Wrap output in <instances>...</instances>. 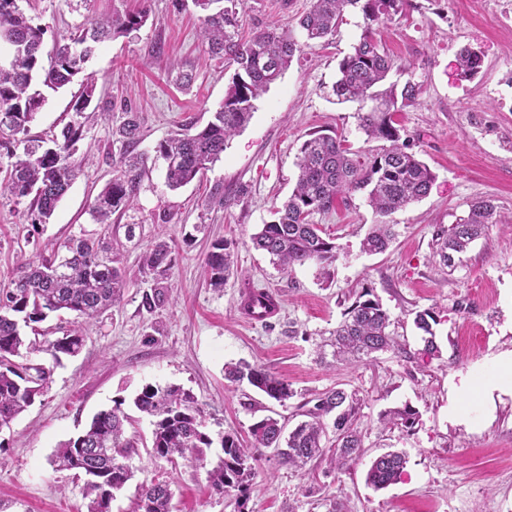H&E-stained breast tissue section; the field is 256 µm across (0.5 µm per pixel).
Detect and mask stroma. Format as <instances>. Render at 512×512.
Here are the masks:
<instances>
[{"label":"stroma","instance_id":"1","mask_svg":"<svg viewBox=\"0 0 512 512\" xmlns=\"http://www.w3.org/2000/svg\"><path fill=\"white\" fill-rule=\"evenodd\" d=\"M311 0H245L238 9L242 32L253 25L296 29ZM418 7L382 33L398 60L389 80L423 88L420 102L398 114L402 137L433 171L422 201L390 215L395 238L388 250L369 255L361 241L377 217L363 193L348 204L315 215L343 253L330 281L316 268L282 275L251 237L273 218L291 194L302 142L313 132H335L347 147L368 155L377 143L358 128L357 104L335 103L332 85L339 61L363 30L361 13L346 11L336 33L297 54L283 77L255 103L249 123L231 138L204 178L180 189L166 184L157 144L180 124L205 125L224 101L233 68L207 53L192 0H18L33 24L45 30L44 45L92 20L143 11L138 29L98 45L86 70L95 91L88 108L74 112L82 77L50 94L29 126L46 138L71 122L83 138L73 159L79 173L48 223L35 222L29 199L0 198V288L25 263L51 256L69 238L101 236L119 252L130 278L121 303L91 324L80 352L52 365L34 351L32 362L52 365L44 394L0 429V512H86L84 480L57 471L49 459L58 445L79 434L99 411L124 400L133 423L129 433L149 438L147 418L131 401L143 385H179L192 391L207 414L211 433L247 438L250 425L271 415L295 425L301 406L333 387L362 399L358 429L364 453L347 471L314 462L307 473L266 455L247 496L218 495L206 482L217 462H172L138 446L134 476L117 493L112 512H134L139 486L154 478L170 483L174 512H327L340 497L344 512H512V397L495 401L474 430L448 422V380L458 371L484 375L491 359L512 350V0H416ZM473 46L483 51L476 78L458 80L456 59ZM193 76L190 87L180 77ZM141 119L137 150L147 157L133 207L114 213L110 225L94 223L89 207L111 179L122 148L112 132L126 111ZM242 185L244 196L224 207L207 206L216 184ZM491 197L501 221L461 255L454 269L432 259L437 227L455 223L470 202ZM136 236L127 239V225ZM173 240L169 300L146 311L148 289L139 261L155 239ZM234 244V271L223 290L206 285L202 264L210 243ZM274 293L281 311L268 322L249 320L240 307L243 285ZM369 286L381 300L391 329L405 351L344 366L319 347ZM433 311L438 351L422 354L417 312ZM162 325L163 334L152 332ZM239 361L265 365L284 378L294 397L278 403L248 383L224 377ZM411 405L419 418L409 431L385 425L384 411ZM390 449L403 451L400 481L383 490L365 483L372 460Z\"/></svg>","mask_w":512,"mask_h":512}]
</instances>
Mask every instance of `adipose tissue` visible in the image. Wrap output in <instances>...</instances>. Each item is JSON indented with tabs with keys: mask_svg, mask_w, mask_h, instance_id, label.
<instances>
[{
	"mask_svg": "<svg viewBox=\"0 0 512 512\" xmlns=\"http://www.w3.org/2000/svg\"><path fill=\"white\" fill-rule=\"evenodd\" d=\"M492 364L494 372L487 376L460 372L451 377L448 391L449 423L476 427L477 419L470 410L473 402L493 398L498 393L512 395V351L494 356Z\"/></svg>",
	"mask_w": 512,
	"mask_h": 512,
	"instance_id": "adipose-tissue-1",
	"label": "adipose tissue"
}]
</instances>
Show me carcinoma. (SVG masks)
<instances>
[{
    "mask_svg": "<svg viewBox=\"0 0 512 512\" xmlns=\"http://www.w3.org/2000/svg\"><path fill=\"white\" fill-rule=\"evenodd\" d=\"M205 12L201 18L200 36L213 56L237 65L224 96V103L214 113V120L201 129L187 125L156 147L163 159L166 183L172 189L185 186L203 175L208 165L224 153L228 139L251 119L254 101L271 84L282 77L301 44L292 31L275 25H261L246 40L239 37L235 6L241 0H193ZM412 6V0H312L310 9L298 20L305 40L317 41L336 32L346 9L359 10L364 29L350 54L339 63L332 93L340 102L364 105L359 113V129L369 138L386 142L375 155L366 158L350 152L344 140L335 134L314 132L299 149L297 182L288 200L276 209L274 221L264 224L251 237L253 245L273 257L284 274L295 267L314 266L328 280L340 257V247L322 229L313 216L346 202L354 192H367V202L381 220L371 225L361 242L367 254L385 252L394 236L392 225L384 217L426 197L434 174L430 167L410 151L401 140L397 112L415 104L422 93L418 84L407 82L396 91L395 86L379 89L397 60L385 50L379 29ZM146 13L137 12L90 24L57 41L49 67L41 62L44 30L31 23L18 5V0H0V51L14 54V64L0 68V132L27 134L38 110L45 104L44 90L56 91L71 83L84 71V65L95 52L96 44L116 34L139 28ZM484 53L466 47L458 56V75L471 79L483 67ZM76 99L73 109L84 111L90 104L94 87L93 75ZM139 116L127 113L116 135L124 151L112 180L96 196L90 215L98 224H108L113 213L131 206L136 198L147 157L133 154L138 143ZM83 137L80 125L69 124L60 134L49 139L51 146L30 144L24 157L11 164L0 178V195L29 197L30 209L38 222L44 223L67 193L77 177L78 169L71 157ZM246 193L240 186L224 192L217 187L208 202L219 206ZM500 222L494 200L475 201L467 215L456 223L435 231L433 258L451 267L455 257L479 237L490 224ZM67 261L56 259L28 263L8 287L0 290V426L9 425L41 395L51 370L27 361L22 330L44 321L49 314L61 310L77 317L93 320L119 304L128 278L119 259L108 255L100 238L81 237L63 244ZM233 263L231 243L224 239L211 242L203 261L207 282L222 288ZM172 266V247L165 240L153 242L142 254L139 274L151 282V292L143 295L142 306L151 311L167 301L168 278ZM428 310L416 314L415 324L427 337L423 353L437 352ZM390 316L373 290L364 287L343 313L333 331L331 345L334 356L342 362L361 361L371 355L402 350L389 334ZM85 341L82 323L48 336L39 350L49 355L54 364L61 357L80 351ZM231 381L247 380L268 398L284 402L294 391L284 379L260 364L239 363L226 368ZM136 409L150 418L151 455L171 460L178 456L201 462L206 450L214 445L207 431L206 415L197 398L178 386L146 384L133 399ZM123 401L109 410L97 413L89 426L77 437L60 444L50 463L57 470L73 471L84 477L83 496L88 500L87 512H111L114 493L132 477L128 460L138 447L136 437L126 433L128 416ZM361 399L355 392L331 388L319 394L313 407L306 410V420L291 431L276 418L267 416L249 428L252 447L245 448L234 433L219 435L222 456L207 471L208 486L219 494L233 489L245 491L255 475V465L273 451L278 462L302 469L312 461L325 460L329 467L342 471L350 468L362 453L363 441L356 423ZM332 424H327L326 419ZM418 412L406 405L382 415L390 426L411 428ZM403 453L389 450L378 455L366 473V484L376 490L396 483L404 472ZM173 492L170 484L153 480L139 487L135 512H172Z\"/></svg>",
    "mask_w": 512,
    "mask_h": 512,
    "instance_id": "1",
    "label": "carcinoma"
}]
</instances>
